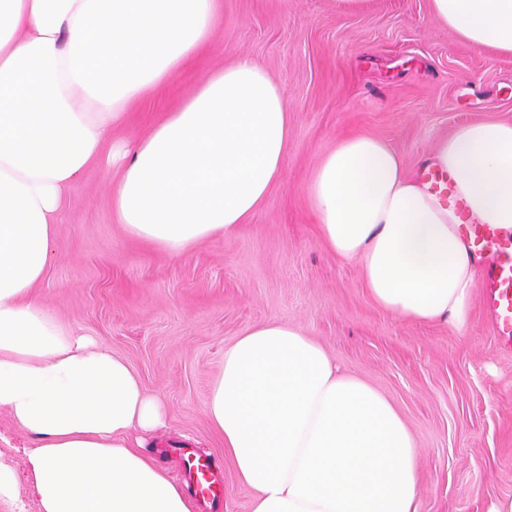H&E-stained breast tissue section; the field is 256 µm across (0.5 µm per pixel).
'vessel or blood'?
<instances>
[{"instance_id": "vessel-or-blood-1", "label": "vessel or blood", "mask_w": 512, "mask_h": 512, "mask_svg": "<svg viewBox=\"0 0 512 512\" xmlns=\"http://www.w3.org/2000/svg\"><path fill=\"white\" fill-rule=\"evenodd\" d=\"M422 178L429 191L457 217V230L482 268L481 302L495 339L504 348L512 349V229L474 222L455 191L450 173L428 167ZM183 476L194 481L207 512H220L222 502L209 464L188 456Z\"/></svg>"}]
</instances>
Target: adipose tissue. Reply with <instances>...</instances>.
Here are the masks:
<instances>
[{"mask_svg": "<svg viewBox=\"0 0 512 512\" xmlns=\"http://www.w3.org/2000/svg\"><path fill=\"white\" fill-rule=\"evenodd\" d=\"M480 49L512 55V0H430ZM219 0H0V411L33 443L38 512H192L143 451L167 426L128 363L34 296L71 186L104 148L112 211L167 259L233 235L284 175L292 117L281 87L242 59L208 72L133 145L130 107L209 44ZM470 216L512 228V123L458 128L433 159ZM318 237L357 262L381 309L464 321L475 279L455 218L370 135L342 138L308 185ZM251 512H419L417 449L397 407L341 371L295 326L270 321L224 352L206 401Z\"/></svg>", "mask_w": 512, "mask_h": 512, "instance_id": "ef3b65f1", "label": "adipose tissue"}]
</instances>
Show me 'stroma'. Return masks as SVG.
<instances>
[{
  "label": "stroma",
  "mask_w": 512,
  "mask_h": 512,
  "mask_svg": "<svg viewBox=\"0 0 512 512\" xmlns=\"http://www.w3.org/2000/svg\"><path fill=\"white\" fill-rule=\"evenodd\" d=\"M221 4L206 51L135 103L112 138L137 137L209 71L247 58L288 101L283 180L237 233L168 260L126 237L112 214L118 172L94 164L69 190L37 299L163 399L169 426L149 455L176 476V446L191 442L223 476V512H250L251 493L205 403L225 349L269 321L300 327L394 403L417 445L420 512H487L512 497V350L495 344L476 293L459 327L377 307L359 267L321 244L307 186L320 156L349 135L387 141L413 178L459 126L512 122V56L458 37L430 0H372L361 13L338 10L336 0ZM30 446L1 411L0 461L15 470L18 496L0 512H38L25 471Z\"/></svg>",
  "instance_id": "35a3bbf8"
}]
</instances>
